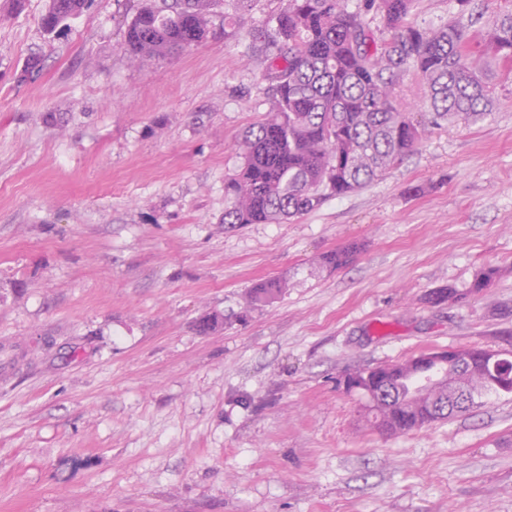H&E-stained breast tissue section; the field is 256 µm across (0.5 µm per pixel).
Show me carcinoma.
I'll use <instances>...</instances> for the list:
<instances>
[{"label": "carcinoma", "instance_id": "cac0c4a2", "mask_svg": "<svg viewBox=\"0 0 512 512\" xmlns=\"http://www.w3.org/2000/svg\"><path fill=\"white\" fill-rule=\"evenodd\" d=\"M221 0H142L127 28L128 51L143 61L203 42ZM417 0H285L260 32L276 48L259 94L269 102L262 121L243 134L239 171L224 184L229 200L224 223L285 224L378 180L414 152L421 130L395 87L412 72L423 81L431 124L469 121L486 114L494 83L490 60L512 66V10L486 29L479 50L459 21L420 28L406 23ZM90 0H50L47 29L89 9ZM379 19L382 26L372 28ZM352 244L322 257L333 268L347 265ZM500 268L481 270L471 285L489 287ZM282 290L269 279L256 284L252 303ZM464 294L448 286L431 292L434 305L456 303ZM441 361L443 378L415 387L423 364ZM342 384L363 394L375 428L396 435L512 394V357L498 350L459 348L450 354L421 352L349 373Z\"/></svg>", "mask_w": 512, "mask_h": 512}]
</instances>
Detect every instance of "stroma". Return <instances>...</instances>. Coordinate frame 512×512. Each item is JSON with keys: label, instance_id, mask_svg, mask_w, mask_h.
Returning <instances> with one entry per match:
<instances>
[{"label": "stroma", "instance_id": "stroma-1", "mask_svg": "<svg viewBox=\"0 0 512 512\" xmlns=\"http://www.w3.org/2000/svg\"><path fill=\"white\" fill-rule=\"evenodd\" d=\"M139 3L93 0L50 33L49 0H0V512H512V396L385 436L340 384L424 350L512 351V73L492 64L486 115L438 126L405 75L413 154L293 223L228 229L275 52L246 48L282 0H225L211 37L144 62ZM509 9L418 0L410 21L479 36ZM448 285L465 298L427 303Z\"/></svg>", "mask_w": 512, "mask_h": 512}]
</instances>
